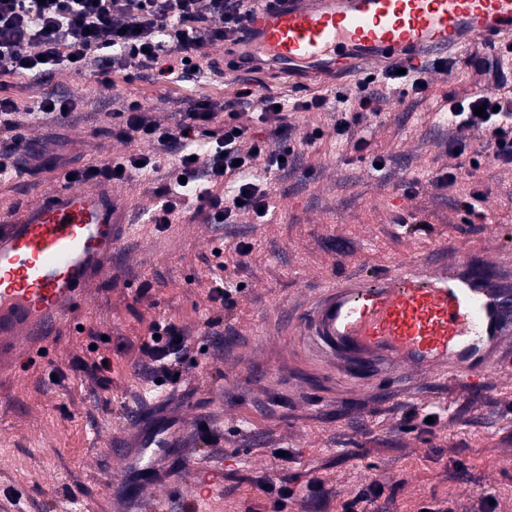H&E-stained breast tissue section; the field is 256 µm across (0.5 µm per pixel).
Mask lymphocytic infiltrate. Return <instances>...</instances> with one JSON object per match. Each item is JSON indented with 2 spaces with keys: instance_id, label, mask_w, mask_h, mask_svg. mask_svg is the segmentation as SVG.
Returning a JSON list of instances; mask_svg holds the SVG:
<instances>
[{
  "instance_id": "obj_1",
  "label": "lymphocytic infiltrate",
  "mask_w": 512,
  "mask_h": 512,
  "mask_svg": "<svg viewBox=\"0 0 512 512\" xmlns=\"http://www.w3.org/2000/svg\"><path fill=\"white\" fill-rule=\"evenodd\" d=\"M254 10V0H0V181L11 180L44 154L31 145L26 156L18 155L24 119L56 122L76 107L72 99L43 96L26 118H18L7 93L8 78L68 71L95 75L107 86L111 73L133 66L162 77L177 71L188 74L203 58L206 45H241ZM511 55L512 45L492 58L474 55L472 65L478 72L493 73L495 88L462 99L445 97L440 118L451 129L449 153L465 154L471 147L468 133L476 129L482 133L481 153L512 167V81L502 68ZM431 69L448 71L447 58L420 66L391 63L377 86L363 81L353 95L338 96L335 142L349 152H363L368 143L356 136V127L380 118L389 91L407 86L417 99L428 98L431 83L426 74ZM250 103L258 108V120L269 127L268 138L250 139L241 133L238 109ZM326 106V98L315 95L282 107L277 98L257 97L248 89L228 101L191 100L176 113L174 123L167 124L151 115L141 100L131 98L111 112L106 130L129 144V153L117 161L75 168L74 180L133 182L164 169L174 157L178 165L154 188L156 202L147 212L156 230L166 229L179 215L206 224H232L240 214L250 213L262 224L272 184L296 169L302 146L313 145L323 135L317 128L294 143L290 110L322 112ZM479 107L484 110L480 116L475 113ZM141 142L152 144V151L140 152ZM149 332L139 348L142 368L157 379L187 380L185 349L193 328L162 319L152 322Z\"/></svg>"
}]
</instances>
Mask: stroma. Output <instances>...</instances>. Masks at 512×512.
Returning a JSON list of instances; mask_svg holds the SVG:
<instances>
[{
  "label": "stroma",
  "mask_w": 512,
  "mask_h": 512,
  "mask_svg": "<svg viewBox=\"0 0 512 512\" xmlns=\"http://www.w3.org/2000/svg\"><path fill=\"white\" fill-rule=\"evenodd\" d=\"M474 47L449 53L453 68L433 76L430 100H391L384 116L357 132L369 156H393L387 173L323 136L303 153L297 172L276 186L269 223L241 215L214 226L176 220L164 231L143 224L117 252L111 277L52 337L48 365L0 379V495L11 512H88L105 499L122 503L123 460L114 451L147 402L172 395L161 419L191 429L207 427L217 442L177 472L175 487L159 500L164 512H181L187 490L206 462L223 460L224 481L203 495L200 512H341L370 480L384 493L382 512H418L431 499L493 495L512 512V362L473 391L435 374L410 383L387 372L371 380L349 378L301 356L288 321L315 288L389 262L456 258L465 254L512 265V169L469 155L446 154V124L436 101L490 87L468 59ZM373 70L351 62L331 77L284 79L276 71L207 73L161 81L157 72L109 86L68 72L11 81L19 111L44 95L74 99L77 108L59 124L30 121L24 141H55L76 166L125 156L126 146L104 136L108 112L136 97L169 116L184 97L229 100L241 86L294 103L312 95L335 100ZM166 100H159V90ZM459 169V191L438 197L430 183L440 167ZM48 172L22 171L0 182V207L37 199ZM416 182L414 195L405 184ZM485 194L475 217L462 203L469 191ZM251 247L243 264L231 250ZM222 249L215 257L214 249ZM225 270H218V261ZM223 274L241 285L237 306L214 336L194 338L190 381L177 384L144 376L139 346L152 321L191 326L214 315L208 281ZM111 370L98 382L88 373L99 357ZM292 458L284 476L294 492L278 506L252 480L272 466L273 451ZM464 480L453 477L455 467ZM321 478L328 502L310 498L307 484Z\"/></svg>",
  "instance_id": "obj_1"
}]
</instances>
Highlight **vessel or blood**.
<instances>
[{
    "mask_svg": "<svg viewBox=\"0 0 512 512\" xmlns=\"http://www.w3.org/2000/svg\"><path fill=\"white\" fill-rule=\"evenodd\" d=\"M512 37V0H263L250 65L322 76L344 62ZM133 217L107 184L57 185L0 210V376L46 358L53 326L112 275ZM512 276L480 261L399 262L319 289L295 322L298 349L362 378L389 369L450 373L480 387L512 350ZM183 430L148 413L126 437L129 512H162L151 488L176 474Z\"/></svg>",
    "mask_w": 512,
    "mask_h": 512,
    "instance_id": "b4317fda",
    "label": "vessel or blood"
}]
</instances>
